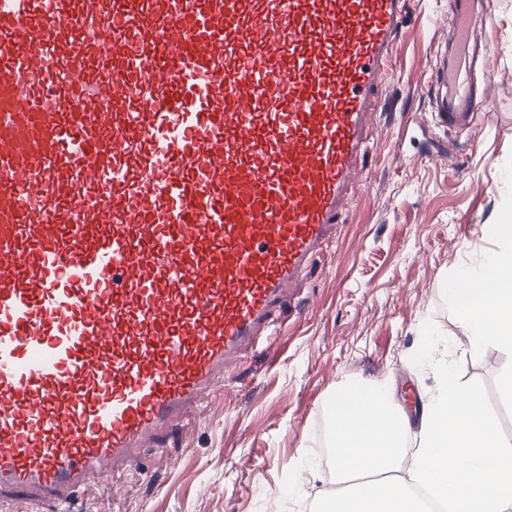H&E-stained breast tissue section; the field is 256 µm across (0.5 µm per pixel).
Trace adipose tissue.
<instances>
[{
	"mask_svg": "<svg viewBox=\"0 0 512 512\" xmlns=\"http://www.w3.org/2000/svg\"><path fill=\"white\" fill-rule=\"evenodd\" d=\"M500 247L479 268L461 269L448 302L472 348L512 350V225H487ZM331 461L335 488L317 512H422L411 492L422 484L453 512H512V443L500 438L480 392L444 369L425 406L414 453H407V420L384 382L354 381L331 402Z\"/></svg>",
	"mask_w": 512,
	"mask_h": 512,
	"instance_id": "1",
	"label": "adipose tissue"
}]
</instances>
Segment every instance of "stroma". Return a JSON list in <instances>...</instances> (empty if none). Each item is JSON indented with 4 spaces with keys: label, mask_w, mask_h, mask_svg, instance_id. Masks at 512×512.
Instances as JSON below:
<instances>
[{
    "label": "stroma",
    "mask_w": 512,
    "mask_h": 512,
    "mask_svg": "<svg viewBox=\"0 0 512 512\" xmlns=\"http://www.w3.org/2000/svg\"><path fill=\"white\" fill-rule=\"evenodd\" d=\"M490 30L489 122L445 129L423 87L448 46V0H410L360 193L314 276L283 302L277 335L201 420L150 449L121 495L105 506L97 487L83 512H268L273 498L279 512H313L337 390L352 379L390 383L415 432L413 402L437 389L443 362L512 441V402L498 385L512 353L471 348L447 297L458 269L497 250L485 225L512 221V0H493Z\"/></svg>",
    "instance_id": "obj_1"
}]
</instances>
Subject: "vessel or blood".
I'll return each mask as SVG.
<instances>
[{
	"label": "vessel or blood",
	"mask_w": 512,
	"mask_h": 512,
	"mask_svg": "<svg viewBox=\"0 0 512 512\" xmlns=\"http://www.w3.org/2000/svg\"><path fill=\"white\" fill-rule=\"evenodd\" d=\"M427 85L483 122L489 0ZM408 0H0V506L120 494L360 191Z\"/></svg>",
	"instance_id": "obj_1"
}]
</instances>
